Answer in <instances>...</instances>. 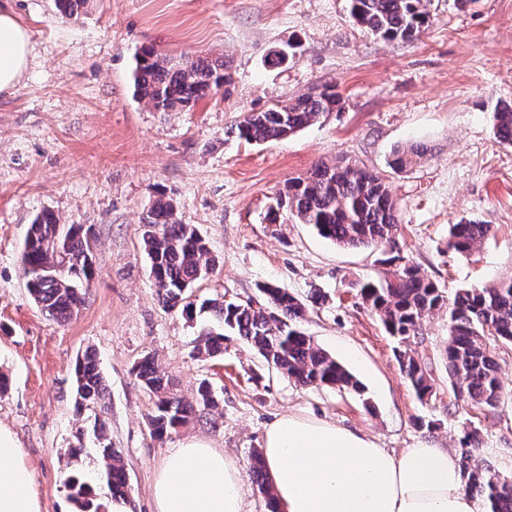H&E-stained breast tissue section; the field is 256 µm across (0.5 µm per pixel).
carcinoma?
I'll list each match as a JSON object with an SVG mask.
<instances>
[{
	"instance_id": "obj_1",
	"label": "carcinoma",
	"mask_w": 512,
	"mask_h": 512,
	"mask_svg": "<svg viewBox=\"0 0 512 512\" xmlns=\"http://www.w3.org/2000/svg\"><path fill=\"white\" fill-rule=\"evenodd\" d=\"M357 23L384 40H412L429 25L430 0H349ZM90 0H54L59 17L71 19L83 12ZM231 82L222 60L176 61L152 49L142 51L134 71V94L157 112L190 110L213 97ZM341 97L325 86L264 112H249L231 132L247 142L264 143L295 134L330 112ZM499 140L512 145V104L494 112ZM430 148L415 144L396 149L388 167L394 172L412 168ZM286 210L301 224H310L319 236L343 248H390L382 259L386 270L376 281L359 284L362 299L380 317L387 332L398 341L396 360L418 399L437 396L427 357L410 344L420 335L422 320L448 310V339L444 358L455 399L483 410H494L503 396V384L487 339L512 343V277L488 285L459 288L449 297L427 278L411 259L395 251L399 211L386 176L346 158L318 162L305 177H298L278 193L267 211V221L279 222ZM142 236L150 260L157 261L154 285L162 306L192 316V288L216 268L215 258L197 228L179 221L173 203L160 193L142 218ZM24 241L22 263L27 288L35 303L58 322L68 321L86 303L94 277L89 230L59 223L45 211L30 224ZM489 224L461 219L448 226V248L468 255L491 234ZM64 264L71 279L61 281L53 267ZM263 301L209 299L200 311L211 315L214 326L200 333L197 354L215 357L224 351V337L237 336L267 365L301 386L331 387L363 394L364 389L332 355L298 327L307 304L286 288L259 287ZM133 373L156 396L149 416L151 433L162 438L190 420L209 414L219 400L204 380L193 400L170 388L155 362L146 357ZM75 404L79 408L105 409L106 385L95 353L85 352L75 366ZM94 436L103 461L112 498L128 499L129 485L121 452L112 447L105 419L95 415ZM480 437L475 429L460 438L463 477L472 495L489 512H512V480L475 463ZM249 475L265 495L268 512H278L262 452L251 456ZM73 512H112L97 499L79 475L67 478Z\"/></svg>"
}]
</instances>
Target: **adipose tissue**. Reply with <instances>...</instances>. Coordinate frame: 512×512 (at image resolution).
Listing matches in <instances>:
<instances>
[{
    "mask_svg": "<svg viewBox=\"0 0 512 512\" xmlns=\"http://www.w3.org/2000/svg\"><path fill=\"white\" fill-rule=\"evenodd\" d=\"M31 35L0 8V92L26 71ZM263 461L280 512H478L456 456L430 442L394 454L370 437L291 415L266 430ZM13 433L0 425V512H40ZM156 512H246L235 460L189 438L165 457Z\"/></svg>",
    "mask_w": 512,
    "mask_h": 512,
    "instance_id": "obj_1",
    "label": "adipose tissue"
}]
</instances>
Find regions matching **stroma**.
Returning a JSON list of instances; mask_svg holds the SVG:
<instances>
[{"instance_id":"35a3bbf8","label":"stroma","mask_w":512,"mask_h":512,"mask_svg":"<svg viewBox=\"0 0 512 512\" xmlns=\"http://www.w3.org/2000/svg\"><path fill=\"white\" fill-rule=\"evenodd\" d=\"M32 32V59L19 84L0 93V425L21 448L40 512H73L65 486L82 473L96 497L111 489L90 431L76 410L74 365L95 350L108 389L104 418L128 476L131 512H154L151 486L165 456L187 437L206 440L247 470L267 427L296 414L374 436L394 453L420 441L459 452L464 428L478 431L477 460L512 478V345L491 342L504 384L498 408L454 400L442 350L448 313L422 321L440 393L420 401L401 373L394 339L357 293L378 279L381 250L346 249L291 218L266 211L288 179L318 161L349 158L386 173L398 203L402 252L443 288L512 276V145L494 111L512 102V0H431L414 40H385L358 25L348 0H97L79 18H58L54 0H0ZM185 60L219 59L232 81L189 112H157L133 94L142 49ZM277 49L288 60L270 65ZM325 86L343 97L293 136L262 144L231 135L245 113ZM423 142L427 159L390 173L398 147ZM173 198L219 260L196 301L259 298L269 283L306 298L301 322L315 342L363 385L365 396L289 381L241 339L223 355L197 356L206 313L187 318L159 303L142 244V216L157 193ZM53 212L95 240L87 302L58 323L30 297L21 250L34 217ZM491 225L472 255L448 247L460 219ZM152 357L176 391L193 399L208 380L221 402L214 423L192 420L152 435L154 398L133 368ZM79 449L69 457V449Z\"/></svg>"}]
</instances>
